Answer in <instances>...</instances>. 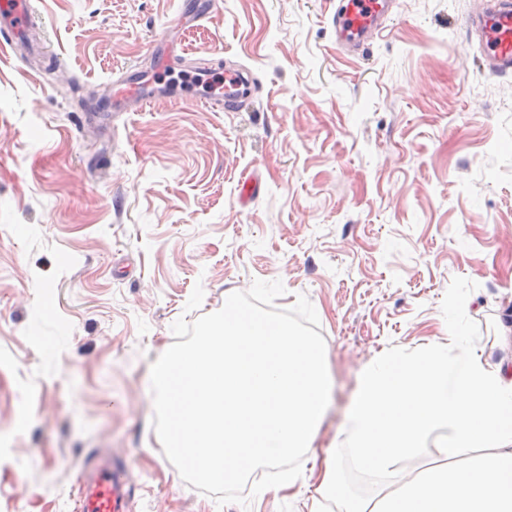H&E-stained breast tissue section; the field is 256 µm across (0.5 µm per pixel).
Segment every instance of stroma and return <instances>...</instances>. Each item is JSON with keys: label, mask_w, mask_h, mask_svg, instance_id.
Masks as SVG:
<instances>
[{"label": "stroma", "mask_w": 512, "mask_h": 512, "mask_svg": "<svg viewBox=\"0 0 512 512\" xmlns=\"http://www.w3.org/2000/svg\"><path fill=\"white\" fill-rule=\"evenodd\" d=\"M200 2L32 0L40 23L0 54V512H75L103 454L128 512H333L323 455L375 486L343 432L383 351L453 355L458 330L512 367V77L464 27L490 0H393L357 55L335 0ZM172 54L249 71L250 102L212 110L184 82L113 111L119 78ZM256 279L282 281L277 308L312 302L332 390L295 487L245 510L166 458L150 369L174 321Z\"/></svg>", "instance_id": "obj_1"}]
</instances>
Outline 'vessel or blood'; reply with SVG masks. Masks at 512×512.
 <instances>
[{
	"instance_id": "obj_1",
	"label": "vessel or blood",
	"mask_w": 512,
	"mask_h": 512,
	"mask_svg": "<svg viewBox=\"0 0 512 512\" xmlns=\"http://www.w3.org/2000/svg\"><path fill=\"white\" fill-rule=\"evenodd\" d=\"M389 9V0H337L336 36L347 48L359 47L364 34L377 27ZM30 0H0V52L15 51L16 31L32 28ZM466 28L480 42L488 70L500 77L512 76V0H499L486 11L470 16ZM249 95L248 78L237 68L224 71L223 82L214 84L207 100L218 110L234 111ZM135 98L147 104L159 100L153 83L137 78L124 83L112 102L120 111L124 99ZM124 483L118 466L101 464L85 481L78 499L77 512H126Z\"/></svg>"
}]
</instances>
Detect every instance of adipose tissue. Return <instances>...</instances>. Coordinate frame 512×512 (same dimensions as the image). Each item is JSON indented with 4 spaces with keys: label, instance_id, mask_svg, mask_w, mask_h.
Instances as JSON below:
<instances>
[{
    "label": "adipose tissue",
    "instance_id": "1",
    "mask_svg": "<svg viewBox=\"0 0 512 512\" xmlns=\"http://www.w3.org/2000/svg\"><path fill=\"white\" fill-rule=\"evenodd\" d=\"M439 429L444 454L479 448L482 456L409 482L393 479L396 462ZM346 444L385 479L360 499L336 462L325 461L317 491L341 512H512V370L466 347L455 357L439 344L413 358L384 352L360 380Z\"/></svg>",
    "mask_w": 512,
    "mask_h": 512
}]
</instances>
